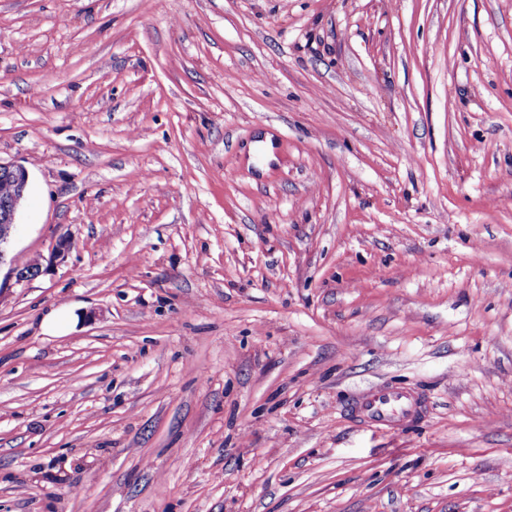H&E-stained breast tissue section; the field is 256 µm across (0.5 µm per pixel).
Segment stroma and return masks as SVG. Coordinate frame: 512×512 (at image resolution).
Masks as SVG:
<instances>
[{
    "label": "stroma",
    "mask_w": 512,
    "mask_h": 512,
    "mask_svg": "<svg viewBox=\"0 0 512 512\" xmlns=\"http://www.w3.org/2000/svg\"><path fill=\"white\" fill-rule=\"evenodd\" d=\"M0 161V512H512V0H0ZM3 172L11 178L13 184ZM28 182L29 174L24 166L0 163V204L2 205L10 199L0 214V267L9 263L10 273L17 282H23L36 276L41 269V263L37 262L35 269L22 270L10 257L11 242L16 232L18 213L27 192ZM359 410L368 422L379 426H392L401 418L418 415L422 411V405L411 394L379 388L361 399Z\"/></svg>",
    "instance_id": "obj_1"
}]
</instances>
